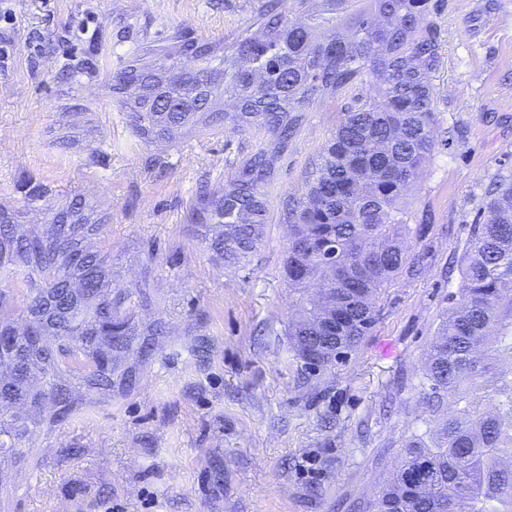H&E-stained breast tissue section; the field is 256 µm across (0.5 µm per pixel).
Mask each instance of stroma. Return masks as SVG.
Instances as JSON below:
<instances>
[{"label": "stroma", "mask_w": 512, "mask_h": 512, "mask_svg": "<svg viewBox=\"0 0 512 512\" xmlns=\"http://www.w3.org/2000/svg\"><path fill=\"white\" fill-rule=\"evenodd\" d=\"M263 0H0V203L42 229L34 187L81 196L108 218L99 247L112 289L149 283L145 321L166 327L131 348L133 389L23 441L7 512H347L375 493L422 409L429 342L460 285L459 259L489 183L512 176V0H445L431 83L440 144L405 207L417 278L400 274L358 347L303 382L286 335L299 303L283 269L279 201L341 117L307 112L269 190V222L247 265L213 256L185 216L219 188L264 132H186L143 144L108 84L123 61L175 30L232 44Z\"/></svg>", "instance_id": "35a3bbf8"}]
</instances>
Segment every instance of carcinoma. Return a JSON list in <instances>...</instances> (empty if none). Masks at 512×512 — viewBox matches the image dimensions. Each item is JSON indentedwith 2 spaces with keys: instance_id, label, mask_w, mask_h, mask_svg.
Segmentation results:
<instances>
[{
  "instance_id": "cac0c4a2",
  "label": "carcinoma",
  "mask_w": 512,
  "mask_h": 512,
  "mask_svg": "<svg viewBox=\"0 0 512 512\" xmlns=\"http://www.w3.org/2000/svg\"><path fill=\"white\" fill-rule=\"evenodd\" d=\"M280 4L266 0L229 50L177 32L135 52L113 74L112 97L147 145L226 123L269 135L221 189H202L187 214L189 224L224 227L208 249L237 266L263 238L265 188L303 113L353 93L304 191L281 200L288 283L300 293L324 288L288 324L294 358L314 373L357 347L378 320L376 299L400 273H421V258L407 256L420 228L408 224L403 200L437 146L430 76L441 60L444 2L299 0L302 20ZM190 47L193 74L165 66ZM87 209L80 199L54 204L36 234L0 205V276L23 293L31 327L11 333V320L0 319V334L12 338L0 361L13 366L0 379V448L51 429L85 399L132 387L133 376L119 371L132 337L164 334L162 322L135 319L129 296L112 292L111 253L91 246L106 220ZM459 264L461 285L448 294L419 382L423 429L402 439L379 512H512L511 179L494 182ZM303 343L326 348L325 358L297 354ZM22 405L38 419L6 417Z\"/></svg>"
}]
</instances>
